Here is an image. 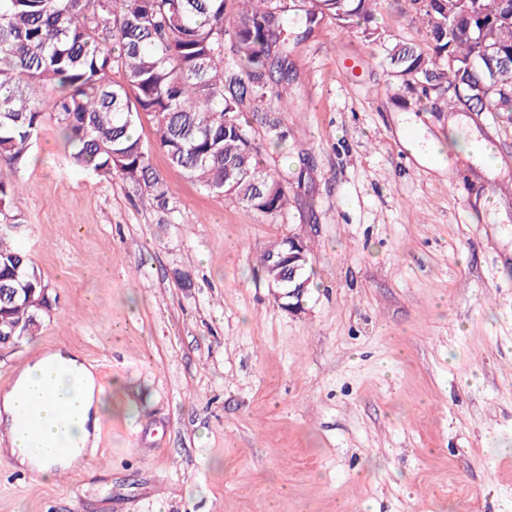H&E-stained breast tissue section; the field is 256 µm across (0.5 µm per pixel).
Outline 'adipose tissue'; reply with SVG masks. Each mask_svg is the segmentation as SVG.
<instances>
[{
    "instance_id": "obj_1",
    "label": "adipose tissue",
    "mask_w": 512,
    "mask_h": 512,
    "mask_svg": "<svg viewBox=\"0 0 512 512\" xmlns=\"http://www.w3.org/2000/svg\"><path fill=\"white\" fill-rule=\"evenodd\" d=\"M101 391L91 370L70 351L57 350L36 359L20 373L15 387L0 395V423L12 433L0 459L48 480L55 469L80 463L94 453L89 442L99 421ZM40 400V428L48 456L28 451L29 437L19 417L29 400Z\"/></svg>"
}]
</instances>
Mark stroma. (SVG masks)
I'll return each mask as SVG.
<instances>
[{"mask_svg": "<svg viewBox=\"0 0 512 512\" xmlns=\"http://www.w3.org/2000/svg\"><path fill=\"white\" fill-rule=\"evenodd\" d=\"M376 21L425 37L408 0ZM291 58L287 110L241 108L291 185L274 218L170 167L149 118L165 210L76 166L44 120L7 235L55 303L0 351V393L65 347L105 407L69 477L0 459V512H512V113L463 117L494 166L436 163L414 138H447L445 98L390 81L361 33L323 19ZM291 236L315 283L298 315L260 267Z\"/></svg>", "mask_w": 512, "mask_h": 512, "instance_id": "35a3bbf8", "label": "stroma"}]
</instances>
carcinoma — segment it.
<instances>
[{"mask_svg":"<svg viewBox=\"0 0 512 512\" xmlns=\"http://www.w3.org/2000/svg\"><path fill=\"white\" fill-rule=\"evenodd\" d=\"M376 2L0 0V161L11 170L26 163L50 116L77 166L116 174L166 208L168 186L135 133L149 117L172 167L209 194L276 216L288 206V182L264 168L240 106L263 101L274 77L284 103L291 43L325 16L359 30L421 97L444 92L451 112L512 113V0H409L425 29L421 45L389 41ZM18 193L0 171V333L19 324L33 336L53 306L38 292L3 297L5 288L48 287L1 228L21 223Z\"/></svg>","mask_w":512,"mask_h":512,"instance_id":"obj_1","label":"carcinoma"}]
</instances>
